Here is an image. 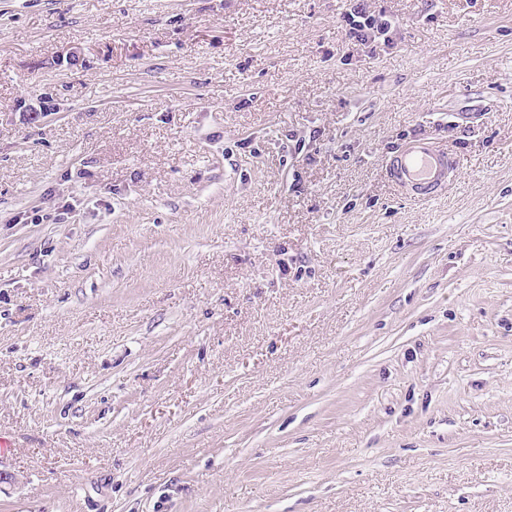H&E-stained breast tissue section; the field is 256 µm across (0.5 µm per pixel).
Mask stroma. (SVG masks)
Here are the masks:
<instances>
[{"mask_svg": "<svg viewBox=\"0 0 512 512\" xmlns=\"http://www.w3.org/2000/svg\"><path fill=\"white\" fill-rule=\"evenodd\" d=\"M367 6L0 0V512H512V0ZM347 14V25L349 26L346 35L348 40L354 41L355 45H371L385 36L392 27L390 19H383L386 15L379 13L377 16L367 11L364 0H357ZM457 168L454 154L424 138H413L395 152L389 169L399 189L413 199L426 200L448 186Z\"/></svg>", "mask_w": 512, "mask_h": 512, "instance_id": "1", "label": "stroma"}]
</instances>
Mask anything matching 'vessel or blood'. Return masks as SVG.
I'll return each instance as SVG.
<instances>
[{"label":"vessel or blood","instance_id":"obj_1","mask_svg":"<svg viewBox=\"0 0 512 512\" xmlns=\"http://www.w3.org/2000/svg\"><path fill=\"white\" fill-rule=\"evenodd\" d=\"M457 168L454 154L426 139L414 138L395 152L390 162V176L407 195L426 200L447 187Z\"/></svg>","mask_w":512,"mask_h":512}]
</instances>
